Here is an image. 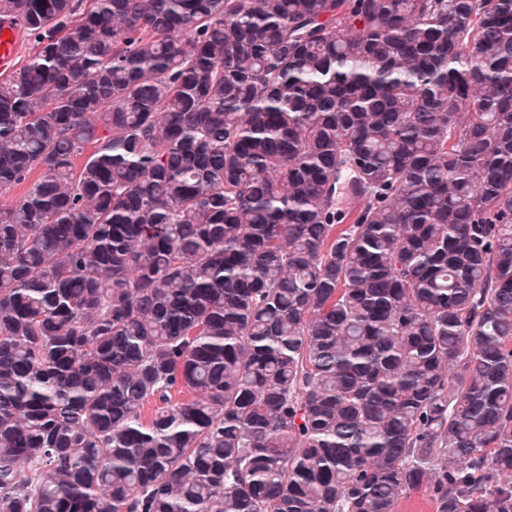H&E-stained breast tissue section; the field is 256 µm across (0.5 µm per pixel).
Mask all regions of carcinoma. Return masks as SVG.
Segmentation results:
<instances>
[{"label":"carcinoma","instance_id":"1","mask_svg":"<svg viewBox=\"0 0 512 512\" xmlns=\"http://www.w3.org/2000/svg\"><path fill=\"white\" fill-rule=\"evenodd\" d=\"M0 16V512H512V0ZM33 45L32 37L24 34L23 39V33L19 26L13 24L9 19L3 18L0 21V73H9L14 67L16 59L26 60L33 52Z\"/></svg>","mask_w":512,"mask_h":512}]
</instances>
